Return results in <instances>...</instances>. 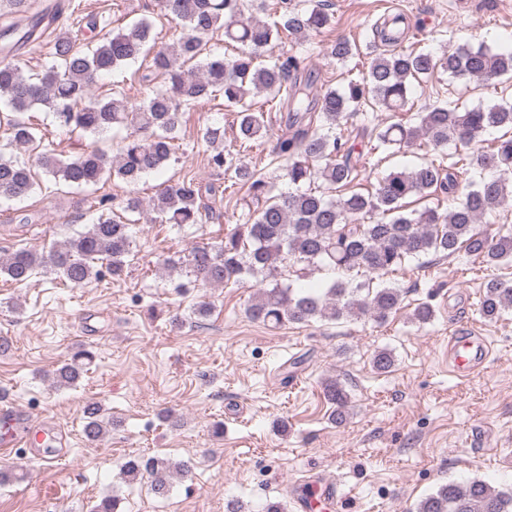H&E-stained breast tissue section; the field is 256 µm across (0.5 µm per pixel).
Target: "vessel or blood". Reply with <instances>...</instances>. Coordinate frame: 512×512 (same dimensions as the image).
Segmentation results:
<instances>
[{"label":"vessel or blood","instance_id":"obj_1","mask_svg":"<svg viewBox=\"0 0 512 512\" xmlns=\"http://www.w3.org/2000/svg\"><path fill=\"white\" fill-rule=\"evenodd\" d=\"M451 369L462 380H470L487 357L488 346L483 337L458 332L448 339ZM66 436L58 422L50 416H33L9 403L0 404V454H12L15 448L30 449L37 459L54 444L65 443ZM297 512H342L344 500L333 479L321 474L308 477L295 503Z\"/></svg>","mask_w":512,"mask_h":512}]
</instances>
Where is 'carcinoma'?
<instances>
[{
	"label": "carcinoma",
	"instance_id": "1",
	"mask_svg": "<svg viewBox=\"0 0 512 512\" xmlns=\"http://www.w3.org/2000/svg\"><path fill=\"white\" fill-rule=\"evenodd\" d=\"M274 0L266 9L280 13V20L264 22L249 13V0H158L160 9L186 33L151 52L152 23L146 19L83 51L67 30H59L51 47V65L28 75L21 62L11 58L19 47L40 39L57 20L45 10H31V0H0V101L16 114L35 107L52 112L56 130L100 134L126 128L113 156L97 147L63 159L47 147L30 161L0 156V198L28 196L43 189L33 168L48 179L77 188L102 181L132 184L144 175L163 170L175 156L183 115L205 100L224 99V109L236 114V146L247 149L268 135L264 105L254 97L265 94L273 106L288 110V133L277 141L281 167L296 191L275 192V183L264 172L240 162L239 152L220 150L209 158L210 167L227 176L231 186L245 190L256 207L244 222L228 229L224 240L195 247L188 255L165 260L171 270L189 269L208 285L238 283L249 276L263 283L287 265L297 278L311 268L358 271L366 280L356 285L335 280L327 288L260 287L246 308L254 321L277 328L286 323L338 321L343 318L387 322L403 303L395 286H373V276L401 267L408 258L460 252L489 267L512 262V232L491 233L480 223L512 202V102L460 109L451 100L437 101L399 120L377 135L375 149L399 152L423 140L435 150L453 139L466 148L457 160L425 159L407 169L385 174L373 193L353 192L337 199L313 187L320 181L329 189H345L358 176L362 157L337 133L349 114L366 105L374 112H400L412 95L414 83L442 70L456 79L491 81L512 78V52L496 53L461 45L436 56L395 49L400 40L401 18L391 17L372 29L373 39L392 49L371 59L368 74L352 79L341 89L326 88L302 74L295 55L272 54L286 33H319L332 22L326 0ZM224 41L238 43L242 51L232 58L213 52L209 41L217 33ZM332 60L343 62L353 54L351 42L339 38L326 49ZM151 59L144 81L162 75L166 87L138 105L131 104L115 86L98 97L93 87L114 71ZM503 128L502 135L485 144L482 135ZM11 143L18 146L44 142L36 128L23 119L6 123ZM435 192L448 198V210H407L406 200ZM219 188L193 177L165 181L149 206L160 224L196 226L208 222ZM138 199L121 205L102 196L93 205L91 224L83 232L54 244L49 251L19 249L0 258V273L16 285L37 274H55L74 287H82L104 273L119 276L131 252L129 214L141 209ZM512 311V281L492 277L484 284L479 308L482 318L496 321ZM94 354L79 350L55 370L57 388H71L81 380ZM395 362L392 352L373 353L374 370L385 373ZM333 418L341 420L349 405L344 385L331 379L324 384ZM112 431V419L95 403L83 407V433L100 442ZM190 466L166 456H133L123 465L129 482L147 479L158 497L167 496L173 479L189 475ZM414 512H512V489L497 490L481 480L450 481L416 505Z\"/></svg>",
	"mask_w": 512,
	"mask_h": 512
}]
</instances>
